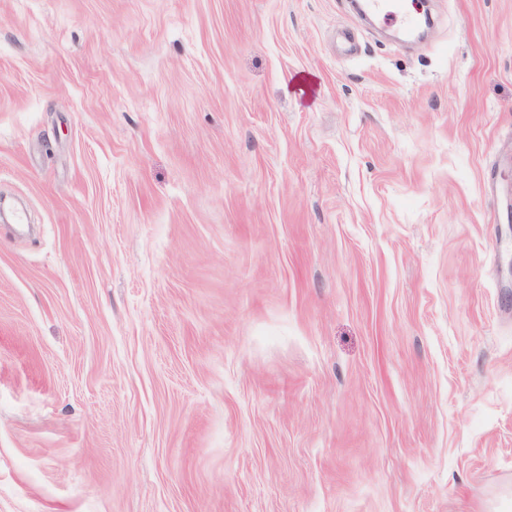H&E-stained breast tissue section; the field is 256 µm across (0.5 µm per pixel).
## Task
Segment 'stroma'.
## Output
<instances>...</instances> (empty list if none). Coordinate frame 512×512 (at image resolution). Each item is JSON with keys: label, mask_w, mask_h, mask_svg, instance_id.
I'll return each instance as SVG.
<instances>
[{"label": "stroma", "mask_w": 512, "mask_h": 512, "mask_svg": "<svg viewBox=\"0 0 512 512\" xmlns=\"http://www.w3.org/2000/svg\"><path fill=\"white\" fill-rule=\"evenodd\" d=\"M0 0V512H512V0Z\"/></svg>", "instance_id": "1"}]
</instances>
